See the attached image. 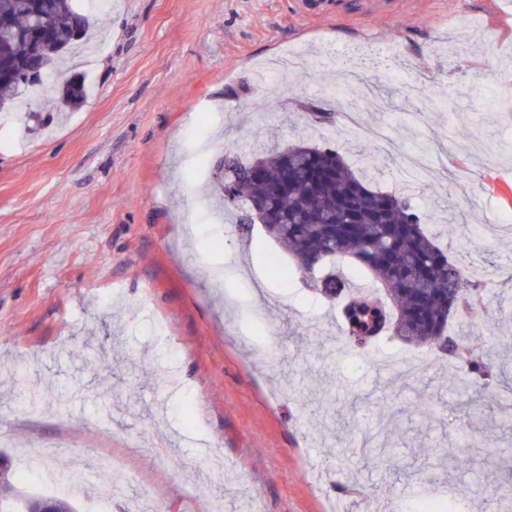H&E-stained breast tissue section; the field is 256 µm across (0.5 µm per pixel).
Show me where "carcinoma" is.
<instances>
[{"instance_id": "carcinoma-1", "label": "carcinoma", "mask_w": 512, "mask_h": 512, "mask_svg": "<svg viewBox=\"0 0 512 512\" xmlns=\"http://www.w3.org/2000/svg\"><path fill=\"white\" fill-rule=\"evenodd\" d=\"M49 10L53 33L31 30L36 11ZM86 30L89 18L72 0H0V107L11 109L21 89L40 82L29 77L37 57L58 70L76 45L75 26ZM58 111L86 98L84 81H56ZM224 180L237 186L242 202L239 220L251 221L245 208L257 202L267 208L265 230L295 260V269L314 280L317 271L334 269L335 261L357 266L371 290L354 285L336 271L340 291L330 295L346 302L344 323L360 318L385 324L401 341L436 351L458 364L453 385L462 396L475 392L487 407L502 389L512 390V376L496 363L492 350L466 336L447 334L448 321L488 303V288L467 265L448 256L424 226L425 216L406 196L373 190L330 146L307 143L275 147L247 162L232 148L224 151ZM53 501L60 512H76L71 499L23 496L15 490L7 461L0 459V512H41Z\"/></svg>"}]
</instances>
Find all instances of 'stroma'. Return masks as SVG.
Instances as JSON below:
<instances>
[{"mask_svg": "<svg viewBox=\"0 0 512 512\" xmlns=\"http://www.w3.org/2000/svg\"><path fill=\"white\" fill-rule=\"evenodd\" d=\"M96 46L72 53L88 101L48 112L51 90L0 112V432L20 491L113 512L99 467L111 455L122 503L173 512H421L422 481L495 505L512 486V394L473 412L447 361L410 368L414 348L381 335L349 348L342 306L309 288L263 225L197 193L225 146L242 159L297 141L334 146L377 188L403 153L430 177L413 201L494 291L453 319L512 365V10L505 0H75ZM363 40L396 45L386 110L365 128L377 152L337 133L354 94L337 65ZM423 67V93L405 86ZM303 98L329 124L298 111ZM222 113L209 121L210 112ZM43 402L30 406V394ZM436 412L422 423L420 397ZM70 439L58 447L60 436Z\"/></svg>", "mask_w": 512, "mask_h": 512, "instance_id": "stroma-1", "label": "stroma"}]
</instances>
